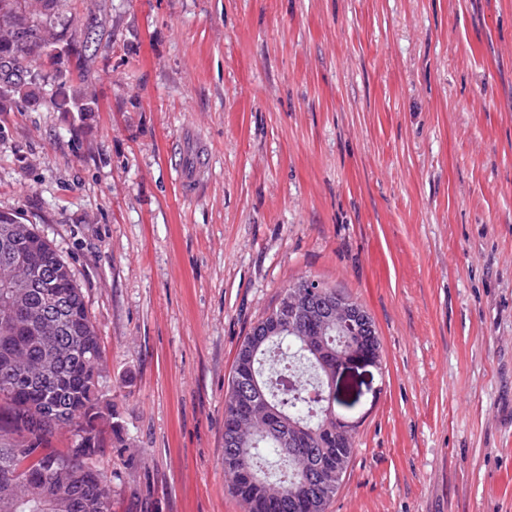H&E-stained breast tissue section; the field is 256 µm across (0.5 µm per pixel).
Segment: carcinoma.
Here are the masks:
<instances>
[{
  "instance_id": "cac0c4a2",
  "label": "carcinoma",
  "mask_w": 512,
  "mask_h": 512,
  "mask_svg": "<svg viewBox=\"0 0 512 512\" xmlns=\"http://www.w3.org/2000/svg\"><path fill=\"white\" fill-rule=\"evenodd\" d=\"M62 0H0V112L43 107L54 112H93L97 101L75 85L72 47L80 30L62 10ZM12 220L0 215V306L11 298L36 310L45 287L61 295L51 310L57 334L45 339L22 328L0 325V512H111L110 489L96 463L103 447L101 426L113 404L100 369L102 349L81 288L52 243L39 235L26 245L37 269L29 288L4 287L5 249ZM341 291L323 287L304 327L319 337L316 350L283 323L278 335L246 336L224 398V474L245 512H327L354 453V439L338 432L331 375L345 346L379 353L380 340L369 314L354 330L318 319ZM299 362L321 388H277L278 368ZM56 407L51 420L39 417L42 401ZM92 434L64 452L49 448L59 428Z\"/></svg>"
}]
</instances>
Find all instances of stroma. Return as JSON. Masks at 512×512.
<instances>
[{"instance_id":"obj_1","label":"stroma","mask_w":512,"mask_h":512,"mask_svg":"<svg viewBox=\"0 0 512 512\" xmlns=\"http://www.w3.org/2000/svg\"><path fill=\"white\" fill-rule=\"evenodd\" d=\"M64 10L98 108L0 112V213L53 243L98 329L112 512H245L224 396L303 279L381 343L338 382L357 426L327 512H512V0Z\"/></svg>"}]
</instances>
